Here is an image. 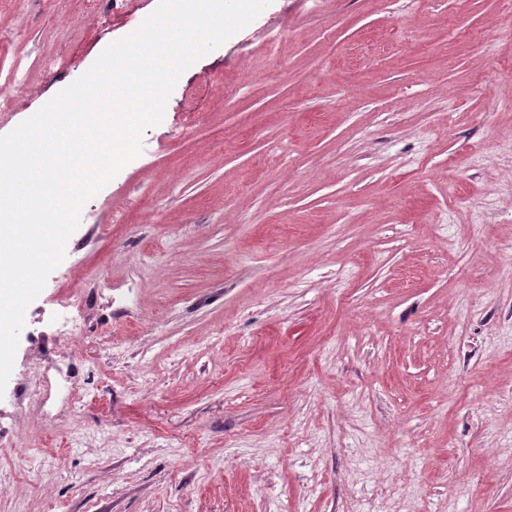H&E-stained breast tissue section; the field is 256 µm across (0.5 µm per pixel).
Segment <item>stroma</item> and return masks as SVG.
Returning a JSON list of instances; mask_svg holds the SVG:
<instances>
[{
  "instance_id": "obj_1",
  "label": "stroma",
  "mask_w": 512,
  "mask_h": 512,
  "mask_svg": "<svg viewBox=\"0 0 512 512\" xmlns=\"http://www.w3.org/2000/svg\"><path fill=\"white\" fill-rule=\"evenodd\" d=\"M157 2L90 36L82 0H0V135L70 85L42 58L89 69ZM510 28L272 0L193 63L25 311L0 512H512Z\"/></svg>"
}]
</instances>
